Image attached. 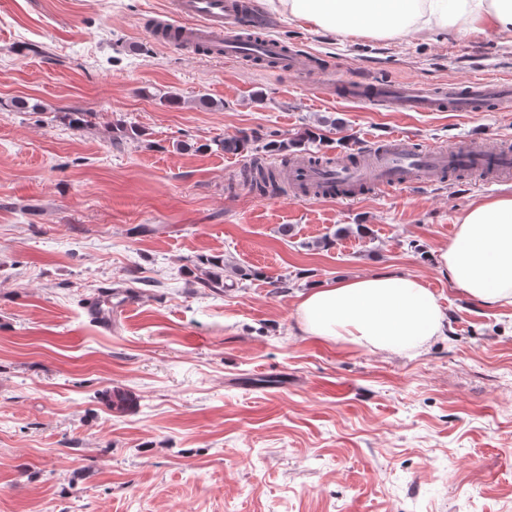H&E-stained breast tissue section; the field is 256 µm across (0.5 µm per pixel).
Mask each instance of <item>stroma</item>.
I'll list each match as a JSON object with an SVG mask.
<instances>
[{"label":"stroma","instance_id":"stroma-1","mask_svg":"<svg viewBox=\"0 0 512 512\" xmlns=\"http://www.w3.org/2000/svg\"><path fill=\"white\" fill-rule=\"evenodd\" d=\"M251 2L265 35L341 79L512 76L492 31L343 36ZM159 13L175 0H0V512H512V306L432 260L512 176L301 200L252 191L251 153L211 147L246 135L274 165L264 144L308 130L343 159L394 132L512 146V109L391 112L314 72L167 48ZM120 122L141 137L113 146ZM210 257L225 290L197 285ZM381 272L419 276L448 316L420 355L303 333L300 292ZM104 288L109 330L86 310Z\"/></svg>","mask_w":512,"mask_h":512}]
</instances>
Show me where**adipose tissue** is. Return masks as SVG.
<instances>
[{
    "label": "adipose tissue",
    "instance_id": "ef3b65f1",
    "mask_svg": "<svg viewBox=\"0 0 512 512\" xmlns=\"http://www.w3.org/2000/svg\"><path fill=\"white\" fill-rule=\"evenodd\" d=\"M277 12L346 35L398 39L413 32L493 29L512 38V0H266ZM464 296L512 305V191L471 204L438 255ZM304 333L392 353H415L443 335L447 316L423 281L373 274L315 284L298 296Z\"/></svg>",
    "mask_w": 512,
    "mask_h": 512
}]
</instances>
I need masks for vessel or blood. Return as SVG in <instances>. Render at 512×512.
Returning a JSON list of instances; mask_svg holds the SVG:
<instances>
[{
    "mask_svg": "<svg viewBox=\"0 0 512 512\" xmlns=\"http://www.w3.org/2000/svg\"><path fill=\"white\" fill-rule=\"evenodd\" d=\"M176 7L183 19L179 50L202 51L216 59L234 60L244 55L246 48L236 38L241 24L233 0H177ZM345 95L401 112L502 110L512 106V79L474 77L439 87L418 82L389 85L356 81L347 85ZM453 168L481 174L489 170L497 177L508 175L512 173V150L469 143L446 151H423L413 147L406 136L394 134L371 146L361 162L344 160L322 168L301 158L289 165L285 176L292 185L328 182L397 187L438 178Z\"/></svg>",
    "mask_w": 512,
    "mask_h": 512,
    "instance_id": "1",
    "label": "vessel or blood"
}]
</instances>
